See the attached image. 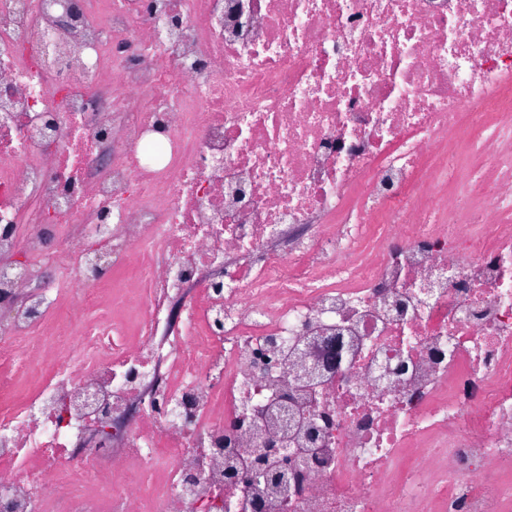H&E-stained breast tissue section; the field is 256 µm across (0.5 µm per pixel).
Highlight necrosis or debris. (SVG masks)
Returning a JSON list of instances; mask_svg holds the SVG:
<instances>
[{
    "label": "necrosis or debris",
    "instance_id": "necrosis-or-debris-1",
    "mask_svg": "<svg viewBox=\"0 0 512 512\" xmlns=\"http://www.w3.org/2000/svg\"><path fill=\"white\" fill-rule=\"evenodd\" d=\"M12 298L16 512H512V0H0Z\"/></svg>",
    "mask_w": 512,
    "mask_h": 512
}]
</instances>
